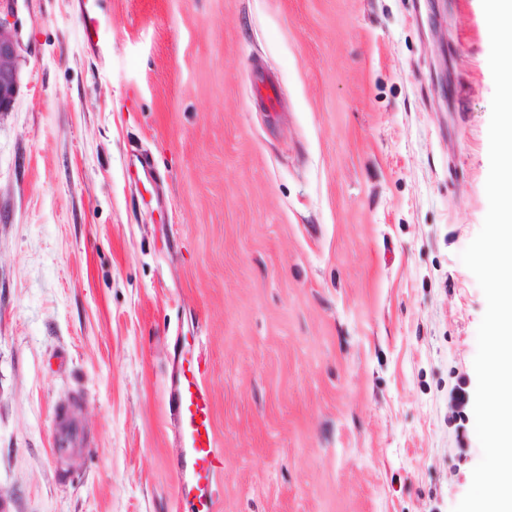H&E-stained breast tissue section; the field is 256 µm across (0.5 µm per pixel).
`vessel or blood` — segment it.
I'll list each match as a JSON object with an SVG mask.
<instances>
[{
  "label": "vessel or blood",
  "mask_w": 512,
  "mask_h": 512,
  "mask_svg": "<svg viewBox=\"0 0 512 512\" xmlns=\"http://www.w3.org/2000/svg\"><path fill=\"white\" fill-rule=\"evenodd\" d=\"M97 0H83V34L91 49H99L104 21ZM175 368L167 389V419L178 448L170 460L176 477L174 504L177 512H215L220 499L219 476L224 457L217 446L213 395L208 383L209 361L199 342L177 345ZM55 444L79 448L88 440L68 406L55 410Z\"/></svg>",
  "instance_id": "b4317fda"
}]
</instances>
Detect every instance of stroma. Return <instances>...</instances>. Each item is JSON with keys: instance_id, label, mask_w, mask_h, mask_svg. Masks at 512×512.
I'll use <instances>...</instances> for the list:
<instances>
[{"instance_id": "1", "label": "stroma", "mask_w": 512, "mask_h": 512, "mask_svg": "<svg viewBox=\"0 0 512 512\" xmlns=\"http://www.w3.org/2000/svg\"><path fill=\"white\" fill-rule=\"evenodd\" d=\"M102 7L97 55L80 0H0V512H174L165 385L194 333L218 512H452L482 456L481 0ZM68 400L90 445L63 454ZM0 19V112L11 106L19 90L17 42Z\"/></svg>"}]
</instances>
